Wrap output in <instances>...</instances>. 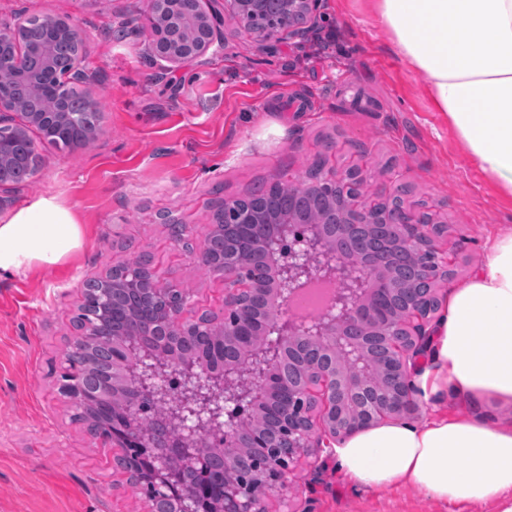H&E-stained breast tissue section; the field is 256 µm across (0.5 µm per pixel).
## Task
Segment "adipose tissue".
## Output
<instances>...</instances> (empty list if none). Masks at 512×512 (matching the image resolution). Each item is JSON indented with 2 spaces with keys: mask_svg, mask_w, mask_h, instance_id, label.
Instances as JSON below:
<instances>
[{
  "mask_svg": "<svg viewBox=\"0 0 512 512\" xmlns=\"http://www.w3.org/2000/svg\"><path fill=\"white\" fill-rule=\"evenodd\" d=\"M401 63L421 73L465 154L512 200V0H375ZM82 245L74 214L53 195L0 219V275L62 263ZM412 386L424 399L512 409V233L452 288ZM340 471L366 489L405 485L446 502L512 512V419L437 414L384 422L338 441Z\"/></svg>",
  "mask_w": 512,
  "mask_h": 512,
  "instance_id": "1",
  "label": "adipose tissue"
}]
</instances>
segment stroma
I'll use <instances>...</instances> for the list:
<instances>
[{
    "instance_id": "stroma-1",
    "label": "stroma",
    "mask_w": 512,
    "mask_h": 512,
    "mask_svg": "<svg viewBox=\"0 0 512 512\" xmlns=\"http://www.w3.org/2000/svg\"><path fill=\"white\" fill-rule=\"evenodd\" d=\"M147 0H0V25L69 18L84 36L101 134L58 148L33 134L40 167L11 184L10 209L54 195L76 215L83 245L62 264L0 276V512H145L138 487L60 393L86 280L148 255L160 283L189 297L183 317L219 310L224 280L195 260L227 199L303 182L322 147L358 166L363 190L397 192L445 225L451 277L468 280L490 243L512 231V203L465 157L435 112L421 73L404 68L372 0H322L317 28L260 53L230 18L223 47L167 69L145 53ZM184 225L181 241L170 223ZM268 512H494L445 504L416 488L356 490L332 450L302 455Z\"/></svg>"
}]
</instances>
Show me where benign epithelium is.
Returning a JSON list of instances; mask_svg holds the SVG:
<instances>
[{
    "label": "benign epithelium",
    "mask_w": 512,
    "mask_h": 512,
    "mask_svg": "<svg viewBox=\"0 0 512 512\" xmlns=\"http://www.w3.org/2000/svg\"><path fill=\"white\" fill-rule=\"evenodd\" d=\"M207 0H149L147 22L152 39L147 54L172 67L187 66L224 41ZM321 0H224V15L254 38L265 51L274 42L315 29ZM29 24L20 19L0 27V73L23 74L37 95L49 97L53 109L23 112L20 101L0 93V164L13 158L17 144L36 129L68 138L75 114L66 103L73 92L94 105L93 80L84 68V38L67 19L46 16L36 24L47 41L36 51L21 48L13 34ZM60 30L73 39L69 70L54 85L41 71L53 66L54 41ZM35 54L42 69L29 70ZM24 115L14 123V115ZM336 144L324 146L321 165L308 175L304 193L328 206L321 223H294L251 208L240 198L224 201L211 232L224 234V253L201 251L197 261L224 279L221 312L183 319L188 298L159 283L153 270L130 261L112 281V293L134 294L152 311L144 322L130 321L119 330L122 349L161 350L183 336L221 335L240 348L258 352L254 382L233 388L235 361L209 369L205 360L168 361L157 373L123 363L127 392L120 417H112L106 439L132 482L144 490L147 512L164 502L173 512H265L271 494L284 488L298 458L377 423L400 419L415 409L411 374L424 355L430 335L434 284L448 278V262L438 245L441 225L430 211H414L391 193L385 202L365 199L356 166L332 167ZM324 280L334 291L317 321L288 312L293 296L307 283ZM110 305L97 307L89 319L75 322L77 335L61 361V393L79 415L104 384L85 387L84 358L103 337ZM288 357V370L280 367ZM178 374L186 400L150 434L143 418L160 402L164 382ZM247 432L241 463L224 466L219 498L208 478L214 457L235 459L230 449ZM157 449L148 461L160 478L146 482L144 463L128 449ZM183 457L179 468L156 467L169 457Z\"/></svg>",
    "instance_id": "obj_1"
}]
</instances>
